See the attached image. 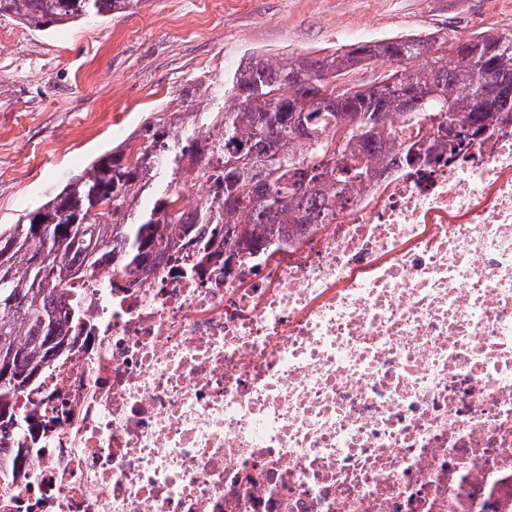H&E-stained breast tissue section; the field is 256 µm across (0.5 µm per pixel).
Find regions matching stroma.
<instances>
[{
    "mask_svg": "<svg viewBox=\"0 0 512 512\" xmlns=\"http://www.w3.org/2000/svg\"><path fill=\"white\" fill-rule=\"evenodd\" d=\"M512 30V0H145L138 11L50 32L0 16V225L146 124L191 106L252 55L321 54L357 43Z\"/></svg>",
    "mask_w": 512,
    "mask_h": 512,
    "instance_id": "35a3bbf8",
    "label": "stroma"
}]
</instances>
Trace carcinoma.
<instances>
[{"mask_svg":"<svg viewBox=\"0 0 512 512\" xmlns=\"http://www.w3.org/2000/svg\"><path fill=\"white\" fill-rule=\"evenodd\" d=\"M145 0H0V15L52 31L89 18L133 12ZM402 35L354 44L320 57L252 56L233 76L198 92L196 109L146 125L147 142L118 146L58 192L0 227V429L20 438L38 423L14 400L39 385L51 362L70 354L84 328L68 292L111 282L101 265L132 271L174 254L195 224L224 225V250L251 251L288 224H325L336 191L354 188L398 163L427 165L438 151L512 124V31L462 38ZM393 67L376 76L375 63ZM400 112L426 139L402 138L389 122ZM205 179L209 194L191 212L180 206L183 177ZM0 459L21 470L23 449Z\"/></svg>","mask_w":512,"mask_h":512,"instance_id":"cac0c4a2","label":"carcinoma"}]
</instances>
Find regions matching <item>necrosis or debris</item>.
<instances>
[{
	"instance_id": "1",
	"label": "necrosis or debris",
	"mask_w": 512,
	"mask_h": 512,
	"mask_svg": "<svg viewBox=\"0 0 512 512\" xmlns=\"http://www.w3.org/2000/svg\"><path fill=\"white\" fill-rule=\"evenodd\" d=\"M113 279L0 512H512V126Z\"/></svg>"
}]
</instances>
